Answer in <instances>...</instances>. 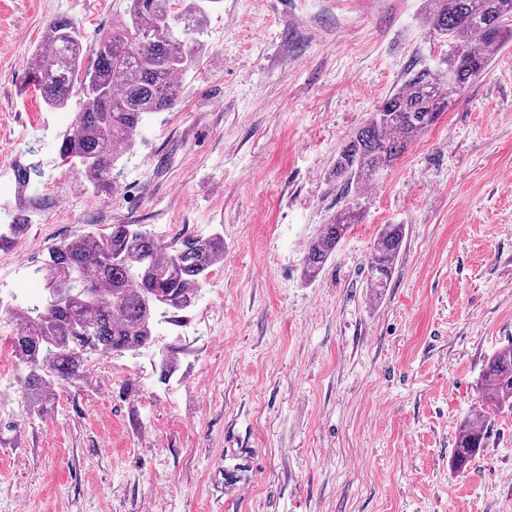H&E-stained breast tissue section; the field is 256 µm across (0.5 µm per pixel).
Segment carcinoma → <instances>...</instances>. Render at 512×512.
I'll return each mask as SVG.
<instances>
[{"label": "carcinoma", "mask_w": 512, "mask_h": 512, "mask_svg": "<svg viewBox=\"0 0 512 512\" xmlns=\"http://www.w3.org/2000/svg\"><path fill=\"white\" fill-rule=\"evenodd\" d=\"M206 23L197 0H127L86 68L77 27L66 18L49 23L29 68L48 108L79 98L72 126L59 136V151L86 161L82 176L116 188V164L135 148L147 118L178 105L182 79L205 53ZM427 24L448 51L434 65L411 71L343 146L333 175L348 187L390 168L484 74L512 42V0H431ZM52 204L45 196L19 204L10 223L0 224V249L14 244ZM359 210L357 203L347 207L309 243L303 259L308 277L319 274ZM403 235V225L386 224L373 243L368 284L379 294L388 287ZM223 260L219 236L165 240L141 224L79 229L52 245L37 271L54 298L10 310L18 325L14 348L24 396L38 403L53 386L81 379L91 353L122 355L152 346L155 326H180L201 280ZM479 389V410L457 426L458 468L485 447L492 416L512 410V344L489 360Z\"/></svg>", "instance_id": "obj_1"}]
</instances>
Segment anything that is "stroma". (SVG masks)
<instances>
[{"instance_id":"1","label":"stroma","mask_w":512,"mask_h":512,"mask_svg":"<svg viewBox=\"0 0 512 512\" xmlns=\"http://www.w3.org/2000/svg\"><path fill=\"white\" fill-rule=\"evenodd\" d=\"M126 0H0V202L53 207L0 250V512H512V411L450 464L488 359L512 344V44L355 193L342 146L442 47L428 0H219L180 104L153 116L106 193L60 158L77 102L47 108L28 61L75 22L84 62ZM42 176L20 186L18 161ZM363 216L316 280L308 243L353 200ZM220 234L224 260L153 350L90 355L45 407L24 399L7 308L80 228ZM405 228L383 294L374 240ZM177 346L161 378L156 355Z\"/></svg>"}]
</instances>
